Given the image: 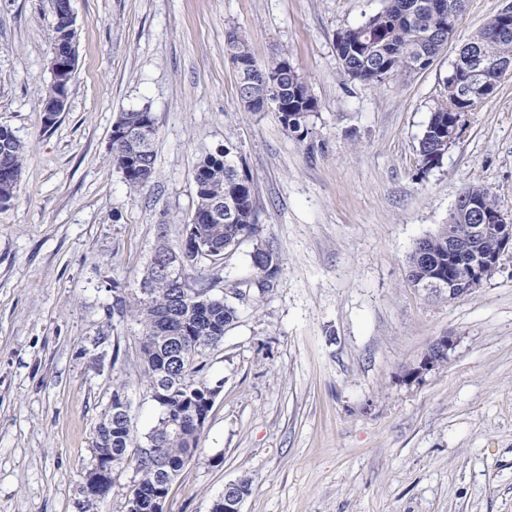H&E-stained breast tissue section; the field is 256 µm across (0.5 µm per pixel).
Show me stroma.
<instances>
[{"instance_id": "stroma-1", "label": "stroma", "mask_w": 512, "mask_h": 512, "mask_svg": "<svg viewBox=\"0 0 512 512\" xmlns=\"http://www.w3.org/2000/svg\"><path fill=\"white\" fill-rule=\"evenodd\" d=\"M511 1L469 0L431 65L368 85L344 72L335 35L381 0H71L75 79L48 126L51 0H0V125L28 149L0 207V512H78L113 383L136 439L156 424L141 326L115 302L140 298L159 231L180 248L195 165L224 145L283 269L209 357L221 390L169 512H210L244 477L241 512H512V251L454 300L406 277L469 184L512 217V77L438 166L418 151L460 44ZM232 31L259 63L288 54L318 102L306 137L244 108ZM145 107L154 173L134 191L112 126ZM441 336L447 362L411 377Z\"/></svg>"}]
</instances>
